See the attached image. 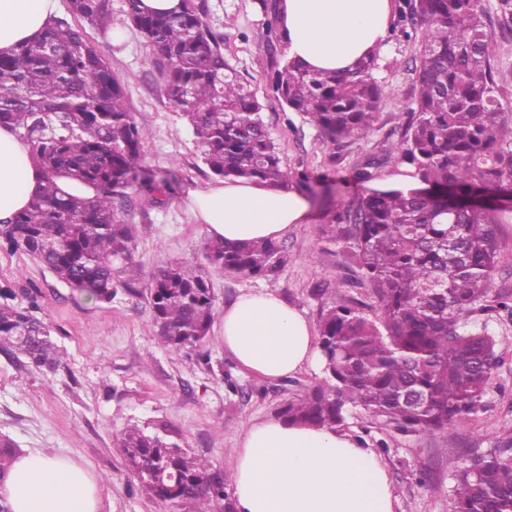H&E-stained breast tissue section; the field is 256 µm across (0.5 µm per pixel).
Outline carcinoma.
<instances>
[{"mask_svg": "<svg viewBox=\"0 0 512 512\" xmlns=\"http://www.w3.org/2000/svg\"><path fill=\"white\" fill-rule=\"evenodd\" d=\"M123 0L124 16L144 39L168 103L184 113L202 159L221 178L247 177L272 187L312 190L313 177L282 165L263 118V104L224 57L205 21L206 0H181L178 11L144 12ZM279 15L284 0H253ZM481 0H399L388 27L397 40L421 39L414 107L405 140L351 169L367 182L390 161L418 187L373 190L326 213L333 239L345 245L369 284L373 304L342 301L319 321L326 384L284 403L279 416L328 429L360 408L405 435L448 432L484 411V394L503 361L483 316L512 317V292L491 293L497 224L503 207L472 206L474 191L512 198V105L498 97L494 37ZM112 30L105 0H67L66 12L35 39L0 52V124L23 130L44 183L29 206L0 229L3 244L37 259L62 282L97 301L112 299L116 264L131 256L132 230L116 219L141 168L145 132L126 106L125 85L112 74L105 48L88 29ZM269 86L275 99L301 112L333 145L369 132L385 88L375 76L379 50L343 74L312 72L288 57L283 28L268 30ZM76 181L90 196L63 189ZM453 188L445 202L426 196ZM209 259L226 273L269 277L282 263L273 240L209 241ZM159 339L191 350L215 315L208 282L187 265L167 263L148 286ZM369 311H364V308ZM37 365L59 361L50 330L28 308L0 302V352ZM142 489L193 512H237L229 477L205 485L210 465L165 433L131 427L119 439ZM16 448L0 439V478ZM452 512H512V437L488 454L448 461Z\"/></svg>", "mask_w": 512, "mask_h": 512, "instance_id": "1", "label": "carcinoma"}]
</instances>
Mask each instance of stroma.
I'll return each mask as SVG.
<instances>
[{"instance_id": "obj_1", "label": "stroma", "mask_w": 512, "mask_h": 512, "mask_svg": "<svg viewBox=\"0 0 512 512\" xmlns=\"http://www.w3.org/2000/svg\"><path fill=\"white\" fill-rule=\"evenodd\" d=\"M490 14L502 69L497 77L503 101H512V29L504 27L497 0H483ZM206 21L222 39L224 56L264 105L263 117L285 167L317 175L309 198L313 218L292 225L280 237L283 264L270 277H238L206 258L205 225L185 202L212 183L187 119L170 106L149 50L121 11L122 0H106L112 32L106 59L127 91V106L147 131L143 167L155 181H167L164 205H149V194L130 196L119 212L132 225V257L121 264L112 301L98 302L67 284L20 250L0 247V291L27 307L51 331L62 353L58 365L38 366L25 356L0 352V438L15 448L69 457L89 468L102 485L101 512H192L171 508L146 494L122 455L118 440L128 427L149 432L168 428L171 438L224 472L244 428L277 416L281 405L323 384L322 367H306L285 378H267L243 367L224 350V308L244 291L267 288L299 310L311 325L343 300L370 301L369 285L343 244L334 241L326 212L404 174L403 166H381L374 180L351 179V168L382 156L402 141L406 114L414 102L416 48L389 41L380 50L377 77L385 85L379 120L366 135L343 147L338 174H327L333 152L327 140L301 113L282 109L268 86L266 32L275 16L257 13L253 0H207ZM491 288L512 291V212L503 211ZM187 263L212 286L216 318L205 340L193 350L162 345L148 286L158 266ZM504 362L484 396L485 410L452 432L406 436L368 413L351 410L344 430L383 466L394 495V512H451L453 485L448 460L460 454L483 455L512 435V319L490 323Z\"/></svg>"}]
</instances>
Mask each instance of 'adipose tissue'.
I'll use <instances>...</instances> for the list:
<instances>
[{
  "instance_id": "adipose-tissue-1",
  "label": "adipose tissue",
  "mask_w": 512,
  "mask_h": 512,
  "mask_svg": "<svg viewBox=\"0 0 512 512\" xmlns=\"http://www.w3.org/2000/svg\"><path fill=\"white\" fill-rule=\"evenodd\" d=\"M57 0H0V51L32 40ZM389 0H285L288 53L310 70L350 69L386 37ZM43 172L18 131L0 125V221L27 208ZM189 208L211 238L275 240L309 217L296 190L227 179L191 193ZM224 348L248 370L282 378L321 357L312 325L269 290L241 295L223 315ZM237 512H393L381 464L343 433L282 418L250 422L234 450ZM12 512H99L100 484L73 460L19 452L0 479Z\"/></svg>"
}]
</instances>
